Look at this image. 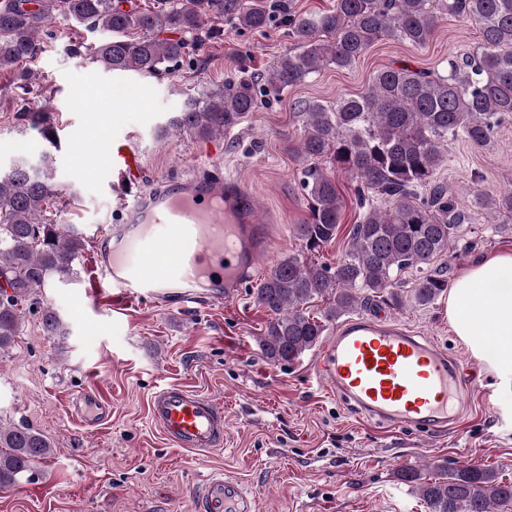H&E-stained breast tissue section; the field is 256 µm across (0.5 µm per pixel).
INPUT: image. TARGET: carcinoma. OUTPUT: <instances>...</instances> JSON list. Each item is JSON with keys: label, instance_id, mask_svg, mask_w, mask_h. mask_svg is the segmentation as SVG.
Masks as SVG:
<instances>
[{"label": "carcinoma", "instance_id": "cac0c4a2", "mask_svg": "<svg viewBox=\"0 0 512 512\" xmlns=\"http://www.w3.org/2000/svg\"><path fill=\"white\" fill-rule=\"evenodd\" d=\"M123 3L0 0V70L34 61L35 36L56 15L107 34L87 47L75 44L72 54H87L109 71L149 75L171 70L202 44L209 15L256 31L273 18L263 0H178L160 13L125 9ZM443 14L476 24L480 33L478 46L448 60V68L390 66L361 94L329 105H298L305 126L297 153L306 162L302 185L310 215L296 225V234L305 250L313 255L336 240L342 201L328 172L356 180L357 204L366 213L352 225L349 249L336 266L288 256L257 288V302L269 315L260 346L275 363L299 358L323 336L326 323L349 311L401 304L395 288L407 270L421 273L411 288L421 305L448 288L447 269L428 268L450 251L468 214L451 188L436 180L443 152L457 138L488 147L495 128L512 117V0H335L314 17L284 16L297 51L266 73L265 92L278 93L330 66L345 69L384 38L422 46ZM256 85L231 76L224 87L187 98L162 135L185 130L209 137L236 127L256 111ZM22 117L52 140L49 113ZM51 163L46 153L37 166L20 159L0 174V350L18 335L24 307L35 304L37 289L77 277L74 264L83 240L68 224L42 220L45 205L58 194ZM476 204L507 224L512 187L495 196L480 193ZM317 299L327 303L320 319L308 313ZM41 321L46 335H60L62 322L53 309L43 310ZM51 454L47 438L29 426L0 425V487L19 484ZM400 476L416 483L429 512H512V482L479 465L444 467L427 481L413 467L402 468Z\"/></svg>", "mask_w": 512, "mask_h": 512}]
</instances>
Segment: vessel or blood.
I'll return each instance as SVG.
<instances>
[{
  "label": "vessel or blood",
  "mask_w": 512,
  "mask_h": 512,
  "mask_svg": "<svg viewBox=\"0 0 512 512\" xmlns=\"http://www.w3.org/2000/svg\"><path fill=\"white\" fill-rule=\"evenodd\" d=\"M138 143H106L96 154L112 170L119 220L98 239L93 295L112 305L188 304L236 295L269 248V225L256 203L221 168H204L139 188ZM315 369L356 414L387 428L422 433L458 419L466 384L447 350L406 327L359 316L319 349ZM150 416L175 447L207 452L224 444V408L214 398L170 386L154 394ZM206 512H257L253 497L219 478L203 491Z\"/></svg>",
  "instance_id": "1"
}]
</instances>
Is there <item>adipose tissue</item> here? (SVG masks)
I'll list each match as a JSON object with an SVG mask.
<instances>
[{"label": "adipose tissue", "instance_id": "1", "mask_svg": "<svg viewBox=\"0 0 512 512\" xmlns=\"http://www.w3.org/2000/svg\"><path fill=\"white\" fill-rule=\"evenodd\" d=\"M448 323L475 357L488 342L498 355L490 368L512 375V253H501L471 265L448 289Z\"/></svg>", "mask_w": 512, "mask_h": 512}]
</instances>
